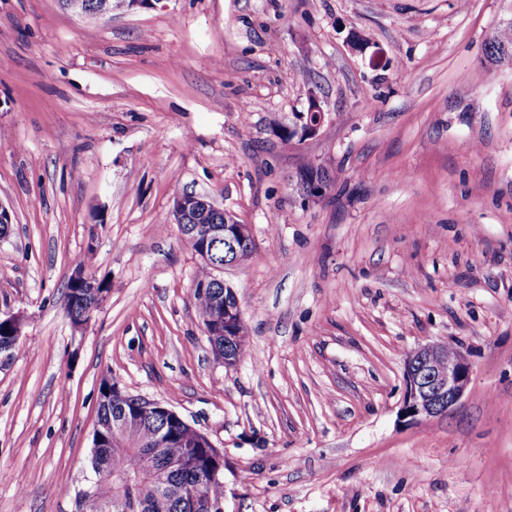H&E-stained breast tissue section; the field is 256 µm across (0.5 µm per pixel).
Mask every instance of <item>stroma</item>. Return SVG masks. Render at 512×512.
Masks as SVG:
<instances>
[{
    "label": "stroma",
    "instance_id": "obj_1",
    "mask_svg": "<svg viewBox=\"0 0 512 512\" xmlns=\"http://www.w3.org/2000/svg\"><path fill=\"white\" fill-rule=\"evenodd\" d=\"M512 0H155L95 26L0 0V512H75L100 384L168 404L224 453V512H512ZM317 96V136L283 140ZM306 164L336 172L321 197ZM207 197L255 243L220 277L249 340L217 359L199 256L169 213ZM108 292L75 328L85 253ZM471 364L444 416L401 414L408 356ZM487 61L492 67L512 65V22L501 23L493 28L487 46ZM336 174L329 173L328 170L321 167L307 165L301 167L297 172L296 184L301 194L306 193L313 181L321 182L325 186L336 181ZM1 325L6 328V331H0V355L5 359L9 360L19 348V344L15 343L14 339L18 341L21 337L22 320L18 315H7L2 318L0 314V329ZM14 339H13V338Z\"/></svg>",
    "mask_w": 512,
    "mask_h": 512
}]
</instances>
